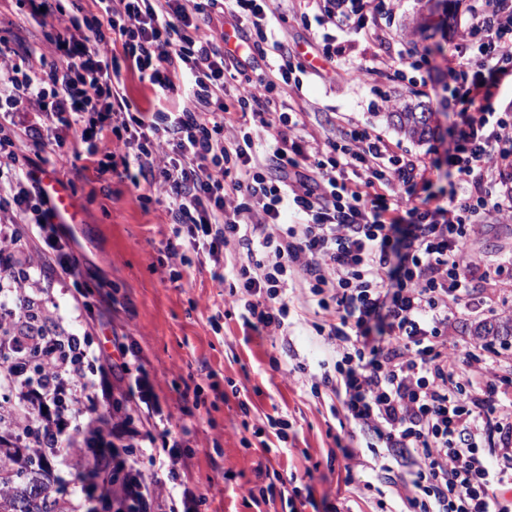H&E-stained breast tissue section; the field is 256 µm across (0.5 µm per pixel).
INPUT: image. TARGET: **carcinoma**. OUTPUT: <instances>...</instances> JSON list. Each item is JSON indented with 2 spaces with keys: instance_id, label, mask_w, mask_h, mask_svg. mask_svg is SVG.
<instances>
[{
  "instance_id": "cac0c4a2",
  "label": "carcinoma",
  "mask_w": 512,
  "mask_h": 512,
  "mask_svg": "<svg viewBox=\"0 0 512 512\" xmlns=\"http://www.w3.org/2000/svg\"><path fill=\"white\" fill-rule=\"evenodd\" d=\"M387 122L404 136L426 141L434 134V113H385ZM474 336H512V314L477 322ZM51 453L37 442L19 446L0 430V512H66L67 500L58 493L53 472L41 463Z\"/></svg>"
}]
</instances>
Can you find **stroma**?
I'll use <instances>...</instances> for the list:
<instances>
[{
	"label": "stroma",
	"mask_w": 512,
	"mask_h": 512,
	"mask_svg": "<svg viewBox=\"0 0 512 512\" xmlns=\"http://www.w3.org/2000/svg\"><path fill=\"white\" fill-rule=\"evenodd\" d=\"M468 7L469 0H401L389 16L381 0H360L356 25L329 32L316 19L314 0H283L277 37L291 64L309 72L298 99L307 130L333 140L353 123L380 132L394 151L432 163L433 191L449 190L451 130L462 104L439 73L456 55L448 21L467 18ZM18 13L16 0H0V38L48 53L43 28L20 21ZM406 36L418 52L403 64L398 50ZM327 43L337 49L331 62L322 56ZM374 60L377 72H355V65ZM389 98L402 109L437 113V139L414 141L388 124L383 104ZM75 184L73 248L112 295L93 340L110 353L119 341L141 348L143 368L173 426L191 431L186 472L190 487L207 498L205 512H281L277 505L257 508L247 496L264 464L311 486L314 503L305 512H388L392 507L402 512V500L395 488L381 486L370 456L346 461L339 446L347 435L330 396L311 393L310 374L333 371L336 359L315 331L330 315L318 311L309 290L289 283L293 307L287 333H255L243 326L238 308L209 270L170 280L163 253L170 236L165 201L142 206L138 191L119 182L104 195L90 170ZM293 360L306 365L307 375L289 374ZM204 366L213 372L216 387L206 390L205 405L196 407L180 393ZM243 395L253 405L247 417L238 408ZM275 411L292 423L287 446L276 455L264 453L251 432Z\"/></svg>",
	"instance_id": "1"
}]
</instances>
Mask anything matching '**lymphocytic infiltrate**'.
<instances>
[{"instance_id": "lymphocytic-infiltrate-1", "label": "lymphocytic infiltrate", "mask_w": 512, "mask_h": 512, "mask_svg": "<svg viewBox=\"0 0 512 512\" xmlns=\"http://www.w3.org/2000/svg\"><path fill=\"white\" fill-rule=\"evenodd\" d=\"M23 17L45 29L48 55L14 62L0 39V183L8 210L0 219V415L12 437L38 430L64 463L87 432L98 435L99 461L117 483L115 512H201L207 503L177 469L188 428L170 416L140 351L116 354L91 335L71 333L43 274L58 275L77 319L92 320L95 289L73 237L41 186L58 153L88 162L103 193L129 181L142 203L165 198L172 278L213 265L223 280L224 252L241 249L228 295L249 329L287 327L288 283L302 276L320 309L318 326L338 357L322 385L334 396L360 448L388 485L402 484L420 512H512V394L494 358L473 345L451 350L448 323L458 307L482 311L469 284L512 288V260L471 254L469 235L512 222V112L493 109L512 75V0H471L457 28L458 61L450 85L466 103L455 128L459 188L433 208L412 191L425 182L423 158L399 155L380 135L352 126L342 143L305 138L291 112L292 67L280 42L269 76L228 81L243 62L210 32L212 14L265 32L280 21L261 0H18ZM136 71L155 100L182 94L175 109L134 107L124 70ZM240 110L225 115V98ZM28 102L23 112L19 103ZM272 153L259 159L255 139ZM298 214L292 224L289 214ZM135 415L111 420L115 391ZM501 452L500 463L486 456ZM410 482L400 483L401 472ZM170 484L167 503L157 487Z\"/></svg>"}]
</instances>
